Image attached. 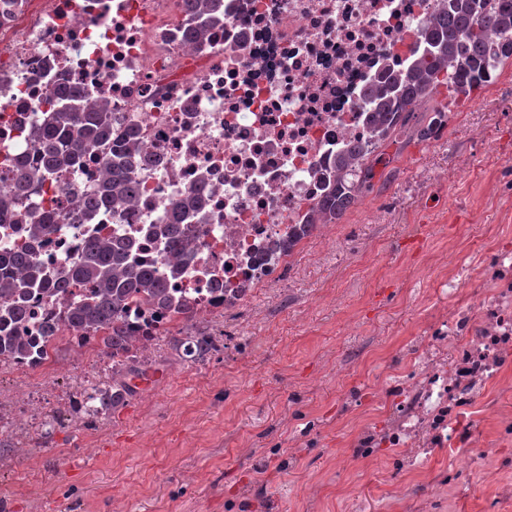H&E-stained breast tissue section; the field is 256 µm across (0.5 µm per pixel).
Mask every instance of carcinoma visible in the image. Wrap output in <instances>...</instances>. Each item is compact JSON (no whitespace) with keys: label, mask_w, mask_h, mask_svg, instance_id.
Listing matches in <instances>:
<instances>
[{"label":"carcinoma","mask_w":512,"mask_h":512,"mask_svg":"<svg viewBox=\"0 0 512 512\" xmlns=\"http://www.w3.org/2000/svg\"><path fill=\"white\" fill-rule=\"evenodd\" d=\"M440 13L428 19L421 33L427 50L405 70L385 71L367 93L369 122L384 142L405 130L417 118L418 108L448 90V102H438L434 118L417 129L422 139L430 138L435 117L459 97H467L487 86L497 71L512 60V0H441ZM194 13L204 24L189 31L201 43L206 26L224 20L223 0H193ZM57 102L49 104L31 130L40 158L35 173L23 161L16 163L17 176L10 192L0 194V225L9 221L16 196L28 183L60 171L73 169L94 147L108 149L96 189L87 200L92 209L118 213L137 196L135 168L141 162L137 132L128 130L119 138L112 135V109L101 101L82 96L66 87L55 91ZM372 176V164L350 152L336 159V178L330 181L319 206L307 216L306 226L335 224L358 197ZM202 205L196 194H188L172 204L171 223L155 234L168 240L169 253L187 250L192 240L180 225V217ZM46 225H29L28 243L17 250L0 253V364L24 362L36 367L47 359L59 336V325L46 322L33 333L30 320L32 288L49 289V279L38 259L40 239ZM135 242L106 237L89 241L80 259L66 271L56 289H77L64 325L98 334V345L110 360L112 377L85 393L83 411L75 418L109 414L133 392L128 378L142 373L148 363L139 351V338L128 332L127 305L140 300L160 315L190 322L196 315L185 299L177 297L166 281L147 267L129 262ZM175 350L193 362L204 360L214 345L206 336L173 338Z\"/></svg>","instance_id":"carcinoma-1"}]
</instances>
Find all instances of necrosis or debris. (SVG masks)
<instances>
[{
	"label": "necrosis or debris",
	"instance_id": "obj_1",
	"mask_svg": "<svg viewBox=\"0 0 512 512\" xmlns=\"http://www.w3.org/2000/svg\"><path fill=\"white\" fill-rule=\"evenodd\" d=\"M438 6L224 0L223 23L196 44L187 31L201 19L188 0H0V190L14 179L13 156L38 166L32 122L61 85L107 101L113 133L137 130L145 158L136 202L117 215L86 205L101 152L31 183L0 226V250L23 243L44 211L60 217L39 250L57 278L90 239L135 240L132 263L165 275L216 346L237 348L239 317L290 280L288 236L324 195L337 154L376 144L359 102L381 69L417 59ZM189 191L203 198L182 219L196 241L174 258L152 229ZM435 279L453 300L431 313L409 366L382 378L384 422L355 431L349 458L376 462L392 448L411 474L438 455L452 471L481 468L495 498L511 502L499 459L512 418L498 415L495 395L512 379V247H491L474 267L442 262Z\"/></svg>",
	"mask_w": 512,
	"mask_h": 512
}]
</instances>
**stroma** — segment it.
I'll return each mask as SVG.
<instances>
[{
  "instance_id": "35a3bbf8",
  "label": "stroma",
  "mask_w": 512,
  "mask_h": 512,
  "mask_svg": "<svg viewBox=\"0 0 512 512\" xmlns=\"http://www.w3.org/2000/svg\"><path fill=\"white\" fill-rule=\"evenodd\" d=\"M443 140L400 138L333 243L299 250L284 297L264 292L245 350L161 366L105 417L65 420L61 397L100 351L63 347L36 369L0 368V389L39 395L25 428L0 424V512H401L386 463L347 461L372 420L383 368L404 369L436 298L432 269L512 240V65L453 105Z\"/></svg>"
}]
</instances>
